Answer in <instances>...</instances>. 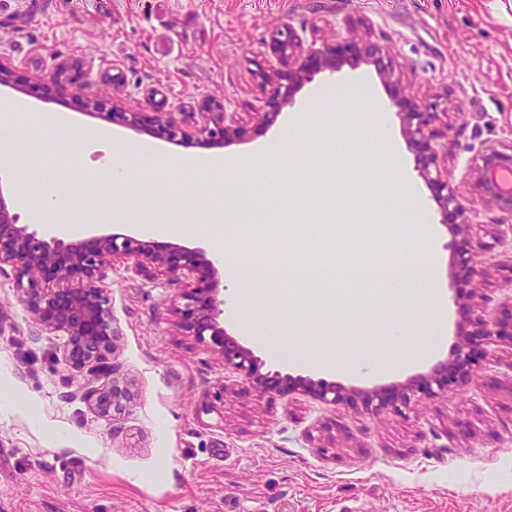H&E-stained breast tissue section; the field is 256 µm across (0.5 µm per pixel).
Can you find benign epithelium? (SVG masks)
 Masks as SVG:
<instances>
[{
    "mask_svg": "<svg viewBox=\"0 0 512 512\" xmlns=\"http://www.w3.org/2000/svg\"><path fill=\"white\" fill-rule=\"evenodd\" d=\"M271 60L268 68L258 74L266 96L267 110L252 113L256 126H268L286 103L290 89L309 75L340 66L336 54L349 49L370 60L378 72L391 76L392 65L388 52L372 41H348L322 49L305 48L299 36L289 26L271 33L267 43ZM86 104L100 110L98 116L112 124L137 127L144 119L142 112H128L117 101L110 111L103 112L105 99L88 100ZM394 105L404 115V131L419 151L420 172L432 187L434 198L446 215H451L455 234H466L472 224L468 209L448 182V172L441 170L438 154L432 141L448 132L435 129L440 119L441 99H396ZM195 121L197 139L222 143L243 133L236 117L224 112V104L208 99L200 112H154L149 118L154 134L175 141L184 136V124ZM475 183L482 199L500 213L512 218V184L502 179L512 173V145L499 148L487 145L479 151ZM117 258H135L140 265L159 272L196 280L198 287L188 289L183 328L197 339L210 340L214 349L224 357V364L239 372L243 380L263 392L278 388L282 391L295 386L329 404L351 402L352 394L342 386L323 385L310 379L281 376L278 373H259V359L252 350L224 332L217 317L223 313L219 299L213 263L202 251L168 253L151 242L134 237L118 239L101 235L88 242H48L17 224V215L0 191V265L9 264L15 270L18 287L24 292L26 304L33 317L45 328L66 336L62 361L80 370L102 360L113 350L112 315L107 300L94 285L99 268ZM50 281H69V288H44ZM460 315L459 333L451 360L435 364L426 375L374 391L371 400L375 410L386 409L398 402L407 403L417 394H433L432 385L443 389L448 383L466 385L472 377L476 362V344L491 336H506L512 340V317L504 319L471 303V296L456 301ZM128 390L119 381L104 385L97 395V407L103 415L123 399Z\"/></svg>",
    "mask_w": 512,
    "mask_h": 512,
    "instance_id": "1",
    "label": "benign epithelium"
}]
</instances>
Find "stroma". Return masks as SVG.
Wrapping results in <instances>:
<instances>
[{
	"label": "stroma",
	"instance_id": "35a3bbf8",
	"mask_svg": "<svg viewBox=\"0 0 512 512\" xmlns=\"http://www.w3.org/2000/svg\"><path fill=\"white\" fill-rule=\"evenodd\" d=\"M0 0V57L13 75L0 100L29 112L62 113L73 130L68 143H33L16 159L34 176L47 167L69 198L87 195L103 161L80 142L103 121L84 98L111 92L132 112L162 106L194 112L203 98L223 101L240 124L265 109L257 74L278 27L294 29L304 46L321 48L368 39L386 48L391 78L356 55L295 88L272 126L249 129L221 146L153 137L148 127L112 126L131 146L150 145L181 157H252L300 113L335 115L334 131H353L369 90L385 114L382 139L396 148L401 172L359 156L281 159L265 180L234 177L223 192L178 174L139 177L125 189L127 206L100 191L85 211L90 236L133 235L139 224L180 222L186 232L155 237L171 250H202L222 227L215 212L266 189L274 224L289 236L324 231V206L354 199L366 210L336 224L327 261L367 268L379 254L367 230L373 199L387 198L403 225H429L441 294L437 307L368 293L367 280L334 294L304 299L298 287L269 277L271 253L255 258L254 244L237 235L240 257L216 260L228 335L253 349L266 372L322 379L352 389L351 405L328 404L300 390L264 393L244 383L210 345L181 327L185 280L146 269L135 260L103 266L95 284L112 310L114 350L83 372L60 355L64 336L30 314L11 266L0 267V512H512V343L483 342L484 358L464 387L376 412V388L428 373L451 356L459 319L454 297L471 289L458 263L473 253L488 275L474 290L476 306L494 311L512 295V218L478 197L474 182L481 146L512 143V0ZM67 64L79 94L38 81ZM442 97L449 104L448 181L470 210L469 239L454 235L418 172L393 104L397 97ZM415 189L414 207L399 179ZM157 200L154 212L142 199ZM440 317L444 329L431 358L405 362L416 337L396 342L392 318L408 325ZM260 329L265 344L250 331ZM300 345L347 359L390 348L393 372L347 375L272 357L269 346ZM130 396L101 416L93 392L110 379Z\"/></svg>",
	"mask_w": 512,
	"mask_h": 512
}]
</instances>
